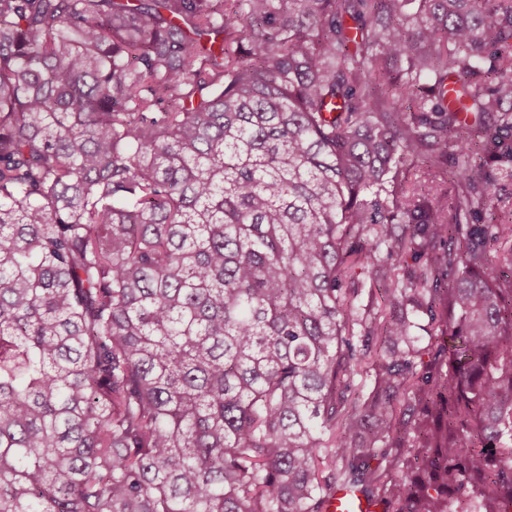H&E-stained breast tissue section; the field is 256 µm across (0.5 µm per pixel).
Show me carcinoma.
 Masks as SVG:
<instances>
[{
	"mask_svg": "<svg viewBox=\"0 0 512 512\" xmlns=\"http://www.w3.org/2000/svg\"><path fill=\"white\" fill-rule=\"evenodd\" d=\"M508 182L512 0H0V512H512ZM326 512H367L368 507L363 499L348 490L333 494L327 501Z\"/></svg>",
	"mask_w": 512,
	"mask_h": 512,
	"instance_id": "1",
	"label": "carcinoma"
}]
</instances>
